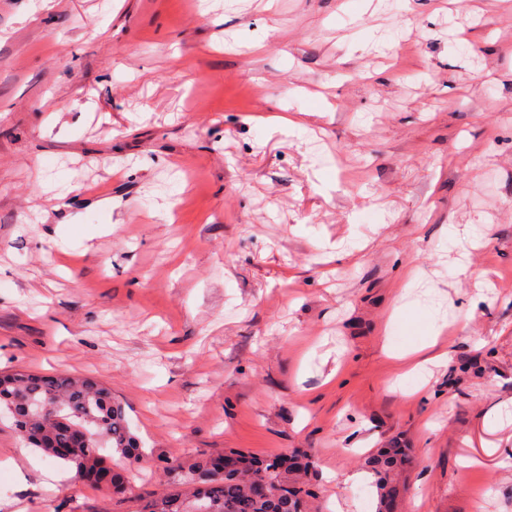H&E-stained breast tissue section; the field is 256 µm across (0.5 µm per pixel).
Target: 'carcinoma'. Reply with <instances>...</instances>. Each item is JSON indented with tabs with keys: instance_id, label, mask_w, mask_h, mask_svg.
Segmentation results:
<instances>
[{
	"instance_id": "cac0c4a2",
	"label": "carcinoma",
	"mask_w": 512,
	"mask_h": 512,
	"mask_svg": "<svg viewBox=\"0 0 512 512\" xmlns=\"http://www.w3.org/2000/svg\"><path fill=\"white\" fill-rule=\"evenodd\" d=\"M0 409L24 415L26 425L18 429L21 439L68 465L80 479L94 471L110 474L114 495L125 493V477L112 469L102 449H114L131 464L143 457L124 408L112 401L110 388L89 378L0 373ZM77 432L83 442L68 456L56 454V449L70 447ZM403 463L397 448H386L372 460L379 479L380 512H388L386 490ZM307 469L298 459L290 467L288 457L271 456L249 460L241 472L218 473L209 456L166 457L164 477L178 489L158 493L139 512H307L314 489L309 481L294 477V472Z\"/></svg>"
}]
</instances>
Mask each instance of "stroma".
<instances>
[{
	"label": "stroma",
	"mask_w": 512,
	"mask_h": 512,
	"mask_svg": "<svg viewBox=\"0 0 512 512\" xmlns=\"http://www.w3.org/2000/svg\"><path fill=\"white\" fill-rule=\"evenodd\" d=\"M448 359L393 389L391 351ZM111 388L126 498L0 412V512L304 454L311 512H512V0H0V371ZM372 468L379 479L380 489V509L379 511H388V501L386 497V490L391 487L392 473L403 465L404 457L398 448H386L372 461Z\"/></svg>",
	"instance_id": "obj_1"
}]
</instances>
